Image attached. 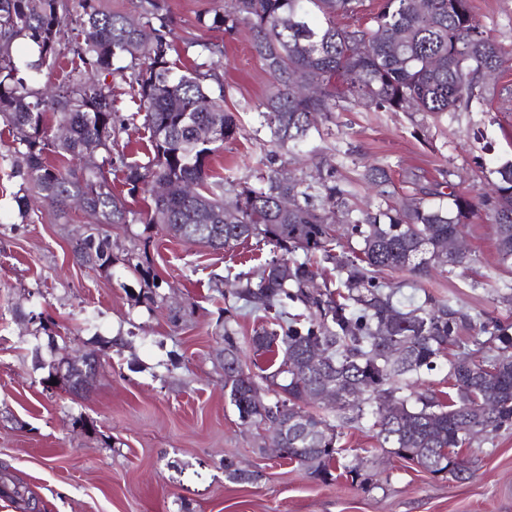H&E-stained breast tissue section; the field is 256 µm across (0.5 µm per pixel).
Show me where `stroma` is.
<instances>
[{
	"label": "stroma",
	"instance_id": "1",
	"mask_svg": "<svg viewBox=\"0 0 512 512\" xmlns=\"http://www.w3.org/2000/svg\"><path fill=\"white\" fill-rule=\"evenodd\" d=\"M160 4L171 22L172 61L192 67L196 43H222L215 81L230 87L227 105L243 126L256 125L255 108L271 79L248 33L214 31L199 21L222 9L223 0ZM471 10L476 24L512 54V0H471ZM106 82L128 122L125 159L143 160L148 133L131 90L117 77ZM488 85L482 110L438 121L351 106L312 139L310 154L285 157V167L293 172L321 160L351 183L360 205L372 199L360 175L375 162L390 166L403 201L429 198L444 182L477 194L485 172L512 160V62ZM266 154L244 135L225 144L211 165L246 171L260 167ZM19 188L11 161L0 158V470L33 490L38 512H512V430L462 449L473 466L465 479L388 453L366 423L342 429L341 463L325 480L261 451L255 429L241 423L224 394L222 335L228 328L236 333L245 367L262 365L266 359L256 356L250 338L270 320L241 301L225 314L215 286L241 271L259 273L272 255L269 243L252 239L214 250L145 229L136 219L99 225L112 243L146 251L160 285L150 301L122 263L107 274L75 264L71 240L89 229L80 209L64 220L50 215L19 223ZM465 235L479 263L452 276L434 274L423 290L405 283L401 301L429 294L512 325V301L502 299L512 269L498 265L493 224L472 217ZM118 335L123 346L101 357L81 396L46 383L47 364L68 354L99 355L101 340ZM78 416L83 425H75ZM228 457L260 478H228ZM347 466L372 474V485H352Z\"/></svg>",
	"mask_w": 512,
	"mask_h": 512
}]
</instances>
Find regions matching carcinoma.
Segmentation results:
<instances>
[{
    "label": "carcinoma",
    "mask_w": 512,
    "mask_h": 512,
    "mask_svg": "<svg viewBox=\"0 0 512 512\" xmlns=\"http://www.w3.org/2000/svg\"><path fill=\"white\" fill-rule=\"evenodd\" d=\"M79 4L82 12L73 17L66 0H0V119L12 129L14 175L25 184L15 197L21 222L41 220L45 207L64 215L79 197L88 223H129L111 180L112 148L126 126L116 119L111 86L100 80L119 76L137 90L134 103L150 143L147 161L124 164L128 192H151L139 222L216 249L259 238L289 254L231 283L234 298L277 321L276 329L251 338L269 362L259 377L244 369L237 337L224 331V390L240 420L270 423L269 446L324 480L339 455L338 429L362 420L372 423L380 447L433 474L464 478L469 467L455 449L512 428V336L493 317L472 318L430 295L405 305L396 299L401 284L383 274L406 273L417 287L433 270L469 268L476 255H454L440 245L480 206L495 225L499 262L511 268L512 161L493 171L489 193L441 191L452 205L415 198L405 208L392 202L398 187L389 166L374 164L362 180L378 202L365 210L349 203L352 193L335 169L316 165L288 179L276 163L357 101L375 112L435 120L483 105V72L502 69L506 58L474 23L470 0H380L370 13L363 0H224V11L200 23L216 31L248 29L272 79L252 129L271 150L265 168L246 175L211 168L218 149L245 131L238 113L226 108L225 91L216 95L208 83L224 48L201 44L205 61L178 73L165 24L148 20L134 28L101 0ZM74 29L81 38L71 41ZM18 39L37 47V61L20 66L12 53ZM65 51L73 67L47 96L34 87V73ZM301 84L316 86L318 97L297 96ZM162 181L169 193L157 196L154 184ZM186 185L194 186L193 195L183 193ZM286 196L298 204L283 211ZM330 214L340 215L355 239L342 254ZM297 251L302 258L291 257ZM72 252L79 264L102 272L117 260L112 242L93 232L75 239ZM122 261L158 287L146 253L128 251ZM324 262L336 265L334 290L317 283ZM465 326L471 334L463 339ZM392 346L405 351L399 364L388 357ZM312 347L327 352L326 366L304 367ZM445 355L448 391L399 395ZM95 372L62 357L48 365L46 382L77 395ZM259 379L273 394L261 406L250 395ZM330 383L340 393L334 418L303 408L308 393ZM0 491L37 508L30 491L8 485L5 475Z\"/></svg>",
    "instance_id": "carcinoma-1"
}]
</instances>
